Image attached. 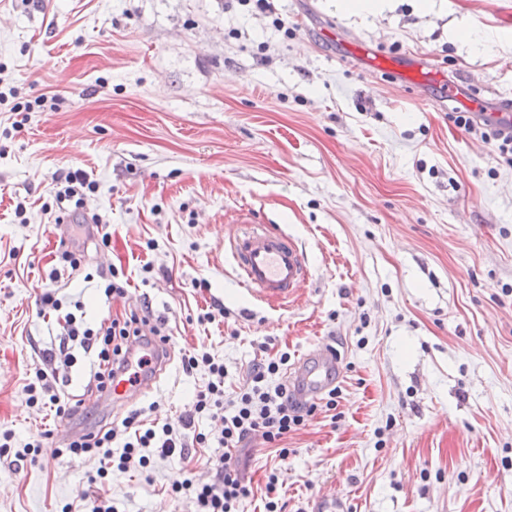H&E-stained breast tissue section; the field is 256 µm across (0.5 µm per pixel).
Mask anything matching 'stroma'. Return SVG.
<instances>
[{
  "mask_svg": "<svg viewBox=\"0 0 512 512\" xmlns=\"http://www.w3.org/2000/svg\"><path fill=\"white\" fill-rule=\"evenodd\" d=\"M277 7L280 31L237 0H0V512L77 504L98 463L50 448L127 413L99 401L96 352L74 341L71 365L46 360L65 316L100 334L144 307L171 361L132 406L181 430L189 455L113 473L117 512H191L172 481L212 478L217 451L194 437L221 424L195 415L208 375L183 354L222 362L229 399L255 364L324 346L335 413L290 434L288 459L258 437L237 449L252 486L238 512H262L272 471L284 512H512V162L451 120L445 86L399 77L423 57L459 92L512 100V0H387L368 18L339 0ZM336 25L344 38H326ZM360 41L387 71L349 53ZM75 171L94 184L93 238L56 219ZM247 211L310 266L287 305L238 285L229 235ZM67 249L80 268L60 264ZM39 368L91 404L65 420L30 405ZM45 430L48 451L17 460Z\"/></svg>",
  "mask_w": 512,
  "mask_h": 512,
  "instance_id": "obj_1",
  "label": "stroma"
}]
</instances>
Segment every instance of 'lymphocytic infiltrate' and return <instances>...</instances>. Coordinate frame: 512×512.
Wrapping results in <instances>:
<instances>
[{"mask_svg":"<svg viewBox=\"0 0 512 512\" xmlns=\"http://www.w3.org/2000/svg\"><path fill=\"white\" fill-rule=\"evenodd\" d=\"M161 333V327L135 313L113 319L99 340L90 331L80 330L73 316H66L63 325L64 341L78 340L85 348H97L100 367L97 387L101 390L111 385L114 376L126 372L132 346L147 345ZM288 362V355L283 353L256 364L249 383L228 402L224 399L226 372L223 364L205 354L183 355L184 370L204 366L210 375L205 389L197 395L196 414L217 417L222 422L217 443L223 452L210 462L211 482L197 485L185 478L171 484L172 494L192 493L196 512H237L239 502L250 495V487L234 455L235 449L246 439L261 437L264 443L277 448L280 458H287L289 450L283 442L288 435L305 427L316 411L335 409L340 388L329 389L320 402L307 403L298 400L287 383H273V376L287 371ZM141 416V410L129 411L121 428L76 437L67 448L51 449L50 457L55 461L64 457L97 458V476L101 479L115 471H127L133 461L145 469L156 458L184 457L186 443L180 434L166 424L143 426Z\"/></svg>","mask_w":512,"mask_h":512,"instance_id":"1","label":"lymphocytic infiltrate"}]
</instances>
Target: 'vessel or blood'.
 I'll list each match as a JSON object with an SVG mask.
<instances>
[{"mask_svg": "<svg viewBox=\"0 0 512 512\" xmlns=\"http://www.w3.org/2000/svg\"><path fill=\"white\" fill-rule=\"evenodd\" d=\"M232 255L240 271L245 291L260 300L282 303L296 295L308 282L310 271L302 250L294 239L280 230L256 223L243 215L230 240ZM153 370L131 378L115 377L106 400L119 405L133 400L165 370L171 358V345L159 340L150 345ZM335 354L314 350L289 371V380L302 396L314 398L336 380Z\"/></svg>", "mask_w": 512, "mask_h": 512, "instance_id": "obj_1", "label": "vessel or blood"}]
</instances>
